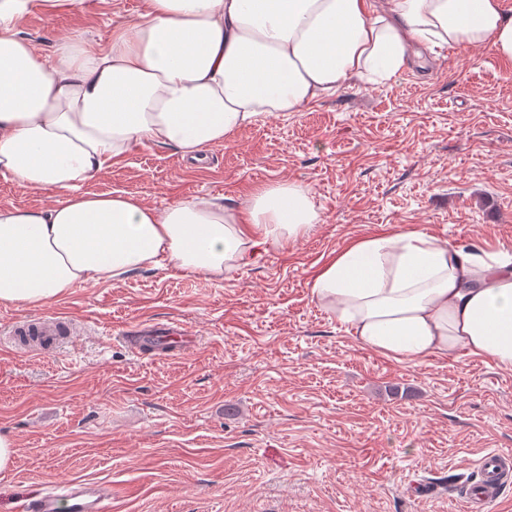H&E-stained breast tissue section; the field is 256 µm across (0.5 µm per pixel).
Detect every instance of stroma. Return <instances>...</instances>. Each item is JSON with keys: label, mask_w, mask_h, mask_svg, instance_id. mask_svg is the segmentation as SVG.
<instances>
[{"label": "stroma", "mask_w": 512, "mask_h": 512, "mask_svg": "<svg viewBox=\"0 0 512 512\" xmlns=\"http://www.w3.org/2000/svg\"><path fill=\"white\" fill-rule=\"evenodd\" d=\"M144 2L77 0L18 29L46 54L65 35L105 43ZM208 157L194 169L140 141L83 189L235 207L293 181L321 223L220 278L146 268L34 310L0 304V432L16 445L0 512L72 481L111 484L112 512H463L474 460L512 454V370L462 352L388 359L313 299L311 281L348 243L401 230L512 255V61L446 47L240 129ZM67 197L0 177V206ZM58 314L74 338L7 343L17 319ZM148 321L199 344L132 354L120 336Z\"/></svg>", "instance_id": "obj_1"}]
</instances>
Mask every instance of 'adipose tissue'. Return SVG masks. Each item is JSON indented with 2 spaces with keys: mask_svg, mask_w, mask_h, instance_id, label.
Masks as SVG:
<instances>
[{
  "mask_svg": "<svg viewBox=\"0 0 512 512\" xmlns=\"http://www.w3.org/2000/svg\"><path fill=\"white\" fill-rule=\"evenodd\" d=\"M73 5L0 0V175L69 193L46 209L0 207L3 305L35 308L163 263L220 277L321 221L295 182L259 186L238 207L82 192L133 142L199 161L239 129L349 80L393 79L426 49L488 45L512 61L503 0H145L104 44L75 35L45 55L20 36L33 9ZM311 294L386 357L463 350L512 369V260L418 231L370 236L320 267Z\"/></svg>",
  "mask_w": 512,
  "mask_h": 512,
  "instance_id": "obj_1",
  "label": "adipose tissue"
}]
</instances>
